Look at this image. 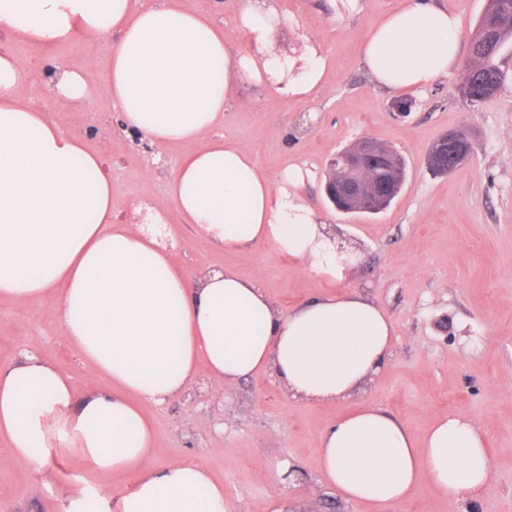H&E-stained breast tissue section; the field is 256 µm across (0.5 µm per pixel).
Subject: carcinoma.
Segmentation results:
<instances>
[{
	"instance_id": "cac0c4a2",
	"label": "carcinoma",
	"mask_w": 512,
	"mask_h": 512,
	"mask_svg": "<svg viewBox=\"0 0 512 512\" xmlns=\"http://www.w3.org/2000/svg\"><path fill=\"white\" fill-rule=\"evenodd\" d=\"M501 4L500 9L480 16L470 40V62L463 74L469 75L473 106L496 97L507 81L499 57L512 39V0H501Z\"/></svg>"
}]
</instances>
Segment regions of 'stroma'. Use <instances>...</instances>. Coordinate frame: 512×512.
Instances as JSON below:
<instances>
[{
	"label": "stroma",
	"instance_id": "stroma-1",
	"mask_svg": "<svg viewBox=\"0 0 512 512\" xmlns=\"http://www.w3.org/2000/svg\"><path fill=\"white\" fill-rule=\"evenodd\" d=\"M406 2L360 0V11L348 16L328 0H273L296 19L277 33L279 48L287 52L301 38L310 39L327 58L324 78L301 99L273 97L244 78L235 102L224 108L225 142L251 149L271 183L292 165L314 172L304 198L360 250L342 287L372 299L391 318L395 335L389 360L351 401L295 403L266 371L215 391L201 373L180 397L147 408L157 433L153 464L187 460L204 466L223 482L229 512H266L281 501L289 512H367L316 482L319 436L354 403L382 407L418 435L442 416L471 418L485 434L493 477L481 490L452 506L424 482L389 512H512V42L502 50L503 92L471 107L458 90L459 78L486 0H435L461 20L458 58L448 77L413 92L410 117L396 119L390 109L395 93L369 80L360 52L371 27ZM182 3L222 25L232 49H247L236 25L238 0ZM110 43L105 36L52 50L9 38L0 48L24 59L34 74L26 90L28 105L46 112L62 132L84 137L103 159L112 175L113 219L125 223L131 202L149 204L176 225V249L187 276L231 268L243 278L261 280L285 310L316 291H336V284L268 246L229 252L182 223L169 177L195 144L154 155L122 129L104 94L73 105L48 93L40 73L51 61L78 67L91 86L102 85ZM460 128L469 134V160L454 172L432 173L426 165L429 149L443 133ZM364 137L400 153L405 181L385 211L344 214L324 197L327 163ZM51 308L48 300L0 301V367L28 348L69 376L78 393L105 388L106 379L64 343ZM282 459L297 465L301 482L282 486L264 479ZM92 479L73 448L52 451L42 473L0 452V512H58L66 494Z\"/></svg>",
	"mask_w": 512,
	"mask_h": 512
}]
</instances>
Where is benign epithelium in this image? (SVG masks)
Here are the masks:
<instances>
[{
    "label": "benign epithelium",
    "instance_id": "7a95c632",
    "mask_svg": "<svg viewBox=\"0 0 512 512\" xmlns=\"http://www.w3.org/2000/svg\"><path fill=\"white\" fill-rule=\"evenodd\" d=\"M467 135L450 130L441 135L426 156L434 173L452 172L469 156ZM384 170L394 179L380 184L359 174ZM402 163L399 155L372 137H365L334 156L327 165L324 193L329 203L342 211L377 214L385 210L401 190Z\"/></svg>",
    "mask_w": 512,
    "mask_h": 512
}]
</instances>
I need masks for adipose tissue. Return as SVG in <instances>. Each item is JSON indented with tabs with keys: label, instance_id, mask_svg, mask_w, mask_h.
Wrapping results in <instances>:
<instances>
[{
	"label": "adipose tissue",
	"instance_id": "ef3b65f1",
	"mask_svg": "<svg viewBox=\"0 0 512 512\" xmlns=\"http://www.w3.org/2000/svg\"><path fill=\"white\" fill-rule=\"evenodd\" d=\"M288 22L240 0L237 24L250 48L235 53L223 29L174 0H0V28L22 44L112 36L101 90L124 129L155 148L201 145L170 179L199 237L227 251L266 244L342 283L359 253L296 193L304 171L288 167L271 184L245 146L214 136L240 78L293 98L322 79L326 61L310 40L290 55L277 49ZM461 34L454 13L408 0L370 29L365 71L381 88L423 89L447 77ZM46 75L57 98L84 104L93 95L78 69L52 66ZM32 78L21 57L0 53V300L53 298L64 338L112 387L78 396L67 375L26 352L0 368V439L16 462L39 470L52 449L76 448L93 473L133 478L116 491L83 487L62 512H228L223 484L204 467L150 465L156 432L146 407L184 393L202 367L219 391L263 368L296 402L347 399L387 362L393 325L355 292L317 294L284 312L259 281L232 269L186 277L161 212L135 201L131 222L113 223L100 156L26 103ZM318 474L345 501L379 512L424 480L453 503L492 477L473 420L441 418L418 437L372 405L322 432Z\"/></svg>",
	"mask_w": 512,
	"mask_h": 512
}]
</instances>
